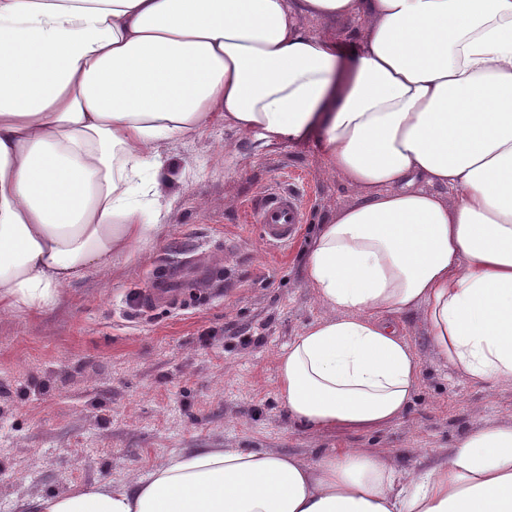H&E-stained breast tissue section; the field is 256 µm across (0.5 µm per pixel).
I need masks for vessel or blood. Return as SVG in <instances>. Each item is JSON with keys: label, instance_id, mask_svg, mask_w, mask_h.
Listing matches in <instances>:
<instances>
[{"label": "vessel or blood", "instance_id": "vessel-or-blood-1", "mask_svg": "<svg viewBox=\"0 0 512 512\" xmlns=\"http://www.w3.org/2000/svg\"><path fill=\"white\" fill-rule=\"evenodd\" d=\"M256 222L261 229L263 241L270 245L285 246L292 242L303 219L299 198L285 190H272L263 193L254 205ZM192 273L194 280L216 283L220 273L198 263L195 259H186L174 268H161L153 272L151 285L141 298L142 311L164 305L173 309H184L196 303L203 295L198 285L187 289L182 285L185 273Z\"/></svg>", "mask_w": 512, "mask_h": 512}]
</instances>
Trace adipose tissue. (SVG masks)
Segmentation results:
<instances>
[{"instance_id":"1","label":"adipose tissue","mask_w":512,"mask_h":512,"mask_svg":"<svg viewBox=\"0 0 512 512\" xmlns=\"http://www.w3.org/2000/svg\"><path fill=\"white\" fill-rule=\"evenodd\" d=\"M359 20L351 52L302 17ZM219 120L316 141L358 194L312 238L327 308L277 355L289 417L399 419L420 360L512 386V0H0V310L36 316L168 229L161 140ZM38 512H512V423L486 421L413 474L367 449L314 461L198 448Z\"/></svg>"}]
</instances>
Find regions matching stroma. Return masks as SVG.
Wrapping results in <instances>:
<instances>
[{
  "label": "stroma",
  "mask_w": 512,
  "mask_h": 512,
  "mask_svg": "<svg viewBox=\"0 0 512 512\" xmlns=\"http://www.w3.org/2000/svg\"><path fill=\"white\" fill-rule=\"evenodd\" d=\"M169 231L66 288L39 316L0 312V512L95 481H129L190 448H254L310 461L370 448L401 468L447 452L480 420L512 422V387L475 384L432 346L420 312L402 329L421 361L410 409L369 434L315 432L278 397L277 353L327 310L304 282L308 238L357 196L317 144L264 146L213 124L161 141ZM298 193L303 223L288 248L266 245L252 205ZM236 247L225 251V240ZM195 255L225 269L187 310L136 307L150 274Z\"/></svg>",
  "instance_id": "1"
}]
</instances>
